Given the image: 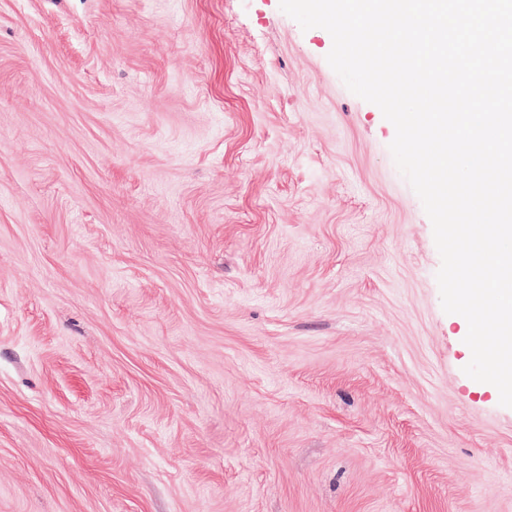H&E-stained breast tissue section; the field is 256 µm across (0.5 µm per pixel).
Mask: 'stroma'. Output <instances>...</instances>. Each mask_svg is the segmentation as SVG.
<instances>
[{
	"label": "stroma",
	"instance_id": "35a3bbf8",
	"mask_svg": "<svg viewBox=\"0 0 512 512\" xmlns=\"http://www.w3.org/2000/svg\"><path fill=\"white\" fill-rule=\"evenodd\" d=\"M331 48L279 0H0V512H512Z\"/></svg>",
	"mask_w": 512,
	"mask_h": 512
}]
</instances>
